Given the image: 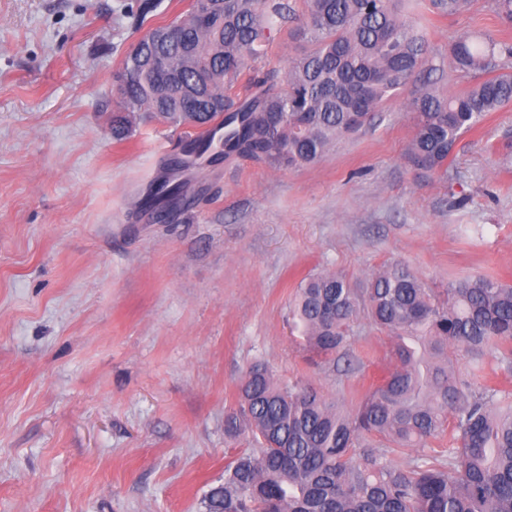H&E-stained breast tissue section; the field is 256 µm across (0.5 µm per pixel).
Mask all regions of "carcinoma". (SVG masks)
Segmentation results:
<instances>
[{
	"label": "carcinoma",
	"instance_id": "carcinoma-1",
	"mask_svg": "<svg viewBox=\"0 0 512 512\" xmlns=\"http://www.w3.org/2000/svg\"><path fill=\"white\" fill-rule=\"evenodd\" d=\"M403 0H193L191 8L139 41L122 61L112 137L136 122L202 128L196 156L236 154L270 168L318 162L344 135L371 124L394 96L409 92V153L439 171L464 134L512 103V42L461 30L448 43V68L472 81L440 97L425 76L423 31L406 22ZM472 0H431L450 17ZM512 27V0H484ZM301 22L311 48L285 78L259 66L275 34ZM246 84H240L244 73ZM190 204L187 183L169 178L140 202L158 219ZM310 358L345 355L367 317L390 340L387 372L351 410L309 384H278L263 365L247 368L224 434L256 447L224 468L205 512H512V392L488 382L512 375V285L479 275L435 292L408 266H383L367 288L341 273L304 280L292 304ZM471 358L465 379L453 364ZM405 456L407 466L395 463Z\"/></svg>",
	"mask_w": 512,
	"mask_h": 512
}]
</instances>
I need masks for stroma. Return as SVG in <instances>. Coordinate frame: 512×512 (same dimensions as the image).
Wrapping results in <instances>:
<instances>
[{"label": "stroma", "instance_id": "1", "mask_svg": "<svg viewBox=\"0 0 512 512\" xmlns=\"http://www.w3.org/2000/svg\"><path fill=\"white\" fill-rule=\"evenodd\" d=\"M0 0V512H204L225 466L224 416L244 370L354 407L385 370L360 319L349 358L313 363L291 327L302 279L365 288L384 264L426 287L512 283V105L465 134L447 177L412 162L405 96L317 163L188 171L195 204L159 223L138 202L194 128L138 122L112 137L131 44L187 11L160 0ZM441 95L467 82L448 39L511 36L473 0L454 17L409 0Z\"/></svg>", "mask_w": 512, "mask_h": 512}]
</instances>
